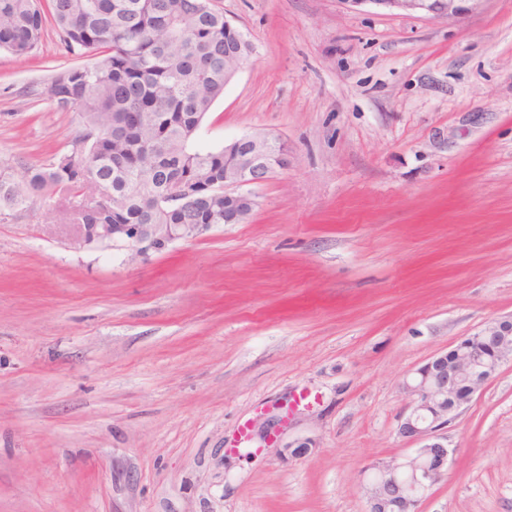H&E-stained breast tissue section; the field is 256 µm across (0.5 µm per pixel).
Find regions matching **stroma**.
<instances>
[{"label": "stroma", "mask_w": 512, "mask_h": 512, "mask_svg": "<svg viewBox=\"0 0 512 512\" xmlns=\"http://www.w3.org/2000/svg\"><path fill=\"white\" fill-rule=\"evenodd\" d=\"M253 43L197 144L276 137L243 224L146 255L84 244L54 193L0 222V512H365L403 385L512 317V0L455 17L215 0ZM0 50V165L82 124ZM421 512H512V362L441 431ZM310 440L308 454L290 445Z\"/></svg>", "instance_id": "35a3bbf8"}]
</instances>
